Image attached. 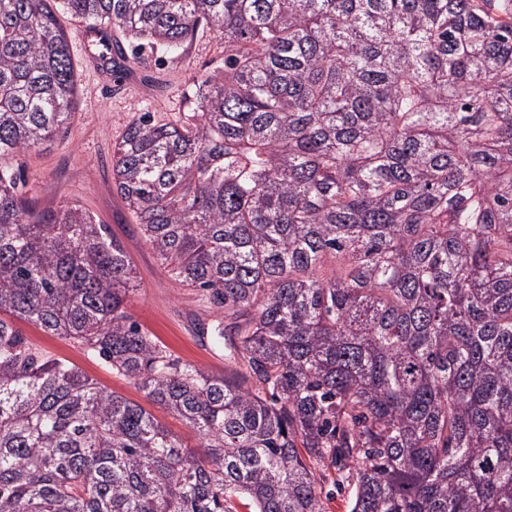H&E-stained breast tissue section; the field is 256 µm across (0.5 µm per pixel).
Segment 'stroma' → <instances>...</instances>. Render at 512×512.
<instances>
[{
	"label": "stroma",
	"instance_id": "obj_1",
	"mask_svg": "<svg viewBox=\"0 0 512 512\" xmlns=\"http://www.w3.org/2000/svg\"><path fill=\"white\" fill-rule=\"evenodd\" d=\"M76 63L77 109L64 138L10 159L22 169L28 197L40 209L78 205L111 227L136 267L139 289L128 311L141 326L184 363L209 372H223L224 351L200 332L201 326L221 314L199 291L176 283L139 233L134 215L112 186V147L121 140L131 120L144 112L174 122L192 107L196 78L223 70L224 42L201 32L182 56L150 60L148 68L132 67L122 82L98 75L92 59L101 53L99 37L85 23L62 21ZM22 330L43 355L75 365L100 386L123 395L150 412L185 444L196 446L194 434L164 408L148 404L143 391L113 373L95 355L77 343L49 335L31 324Z\"/></svg>",
	"mask_w": 512,
	"mask_h": 512
}]
</instances>
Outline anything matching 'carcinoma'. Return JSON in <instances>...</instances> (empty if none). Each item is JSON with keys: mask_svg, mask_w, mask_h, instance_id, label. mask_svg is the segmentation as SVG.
Wrapping results in <instances>:
<instances>
[{"mask_svg": "<svg viewBox=\"0 0 512 512\" xmlns=\"http://www.w3.org/2000/svg\"><path fill=\"white\" fill-rule=\"evenodd\" d=\"M224 71L112 184L224 319V373L127 312L133 261L4 159L66 134L60 18ZM85 345L193 430L30 347ZM512 512V0H0V512ZM328 476L323 484L324 494L327 493V498H324V507L327 512H347L346 501L348 498L347 492L338 493L336 492V485L332 483L336 479V475L333 471L327 472Z\"/></svg>", "mask_w": 512, "mask_h": 512, "instance_id": "carcinoma-1", "label": "carcinoma"}]
</instances>
